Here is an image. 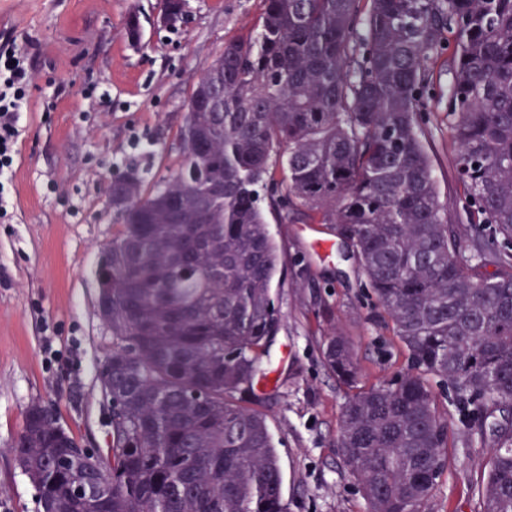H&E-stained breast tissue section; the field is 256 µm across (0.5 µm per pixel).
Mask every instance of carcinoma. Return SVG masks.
<instances>
[{"label":"carcinoma","mask_w":512,"mask_h":512,"mask_svg":"<svg viewBox=\"0 0 512 512\" xmlns=\"http://www.w3.org/2000/svg\"><path fill=\"white\" fill-rule=\"evenodd\" d=\"M263 4L254 38L225 42L193 89L182 170L147 194L135 175L112 179L122 224L96 270L111 298V448L77 478L58 468L73 435L24 418L12 451L43 506L287 512L266 417L238 401L282 325L259 192L277 163L286 196L352 248L405 349V369L368 385L346 337L322 342L349 391L338 442L366 512H430L448 443L435 381L464 421L512 407V0ZM447 50L473 228L448 224L421 138ZM478 493L480 512H512V427L496 430Z\"/></svg>","instance_id":"cac0c4a2"}]
</instances>
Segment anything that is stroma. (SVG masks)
<instances>
[{
    "instance_id": "stroma-1",
    "label": "stroma",
    "mask_w": 512,
    "mask_h": 512,
    "mask_svg": "<svg viewBox=\"0 0 512 512\" xmlns=\"http://www.w3.org/2000/svg\"><path fill=\"white\" fill-rule=\"evenodd\" d=\"M165 0H0V39L29 58L36 81L20 127L8 215L0 220V512H40L38 495L12 447L26 409L51 406L86 448L109 441L110 411L100 370L112 336L98 308L95 270L119 219L105 188L136 172L144 187L181 162L188 99L227 39L250 33L262 0H186L181 23H164ZM137 14L139 41L125 33ZM437 97L421 115L440 200L452 224L469 225L448 131V59L431 65ZM64 83L62 93L51 79ZM284 274L277 289L283 325L267 359L276 380L256 386L278 440L288 512H365L337 446L345 389L323 365V336H347L366 383L401 371L405 352L378 313L357 259L329 225L269 217ZM446 412L448 463L431 512H477L497 428L512 409L468 441L454 392L434 386Z\"/></svg>"
}]
</instances>
